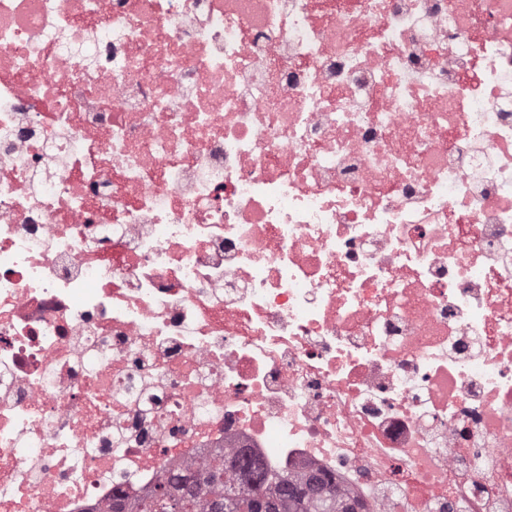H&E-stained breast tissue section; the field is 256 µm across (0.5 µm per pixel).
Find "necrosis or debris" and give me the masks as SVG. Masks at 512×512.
<instances>
[{"label": "necrosis or debris", "instance_id": "1", "mask_svg": "<svg viewBox=\"0 0 512 512\" xmlns=\"http://www.w3.org/2000/svg\"><path fill=\"white\" fill-rule=\"evenodd\" d=\"M242 450L512 512L499 0H0V512Z\"/></svg>", "mask_w": 512, "mask_h": 512}]
</instances>
